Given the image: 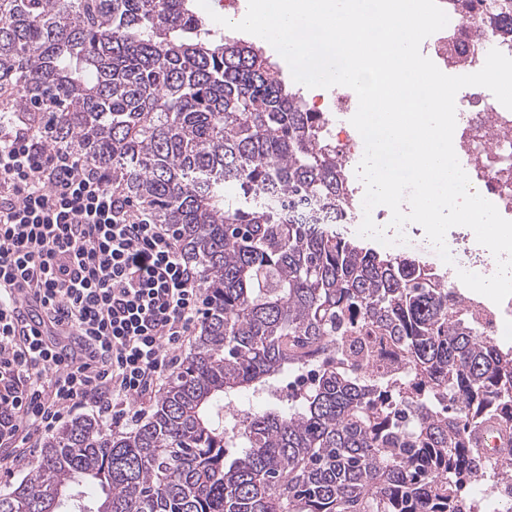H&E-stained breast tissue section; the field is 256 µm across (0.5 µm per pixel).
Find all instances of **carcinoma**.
I'll use <instances>...</instances> for the list:
<instances>
[{
    "instance_id": "obj_1",
    "label": "carcinoma",
    "mask_w": 512,
    "mask_h": 512,
    "mask_svg": "<svg viewBox=\"0 0 512 512\" xmlns=\"http://www.w3.org/2000/svg\"><path fill=\"white\" fill-rule=\"evenodd\" d=\"M192 0H0L11 125L112 171L167 224L206 306L193 352L125 432L81 416L48 437L0 512H464L456 476L499 482L512 349L413 255H381L282 218L265 194L347 208L348 169L256 43L211 35ZM382 336L406 372L323 361L301 398L225 408L345 336ZM494 430L497 431L499 437H495L492 439V445L495 448H508L512 444V434L510 431L502 430L497 423L489 422L481 429L474 432L472 435V444L475 448H482L485 451L487 448V435L489 431Z\"/></svg>"
}]
</instances>
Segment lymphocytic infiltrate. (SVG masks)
<instances>
[{
  "label": "lymphocytic infiltrate",
  "instance_id": "f902f5d3",
  "mask_svg": "<svg viewBox=\"0 0 512 512\" xmlns=\"http://www.w3.org/2000/svg\"><path fill=\"white\" fill-rule=\"evenodd\" d=\"M39 302L43 335L23 322ZM167 225L129 208L73 148L0 136V447L21 455L76 411L112 422L151 394L201 318Z\"/></svg>",
  "mask_w": 512,
  "mask_h": 512
}]
</instances>
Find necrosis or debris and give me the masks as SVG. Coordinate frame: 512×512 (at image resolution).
I'll list each match as a JSON object with an SVG mask.
<instances>
[{"mask_svg":"<svg viewBox=\"0 0 512 512\" xmlns=\"http://www.w3.org/2000/svg\"><path fill=\"white\" fill-rule=\"evenodd\" d=\"M449 21L445 28L432 34L424 50L444 70L452 69L454 60H462L461 74L479 71L490 49L512 57V28L504 22L486 29L485 12L462 11L459 0H438ZM463 112L456 125L455 152L469 159L467 175L472 189L488 195L500 215L512 220V110L500 104L493 94L472 88L462 99ZM313 112H333L337 118L326 135L336 147L338 158L360 164L364 149L344 128L340 117L351 111L348 94L335 91L330 97L316 96L309 106ZM283 213L289 221L315 224L336 233L351 235L358 231L362 219L361 201H354L345 212L330 210L317 200L287 203ZM454 263L449 275L458 270L489 275L497 269V259L489 251L473 245L468 237L447 240Z\"/></svg>","mask_w":512,"mask_h":512,"instance_id":"obj_1","label":"necrosis or debris"}]
</instances>
